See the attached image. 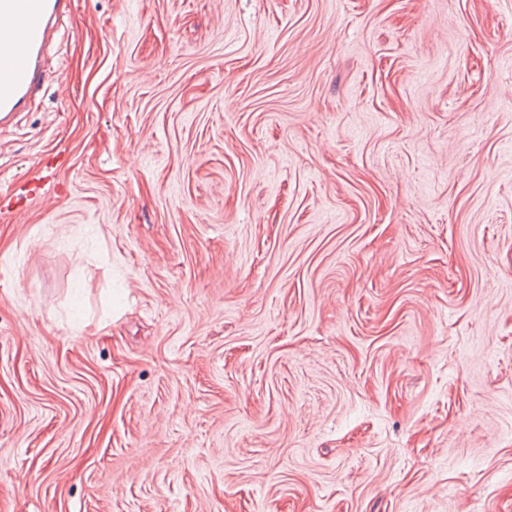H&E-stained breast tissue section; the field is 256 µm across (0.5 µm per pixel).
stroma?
Listing matches in <instances>:
<instances>
[{
  "instance_id": "1",
  "label": "stroma",
  "mask_w": 512,
  "mask_h": 512,
  "mask_svg": "<svg viewBox=\"0 0 512 512\" xmlns=\"http://www.w3.org/2000/svg\"><path fill=\"white\" fill-rule=\"evenodd\" d=\"M0 130V512H512V0H76Z\"/></svg>"
}]
</instances>
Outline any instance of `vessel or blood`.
<instances>
[{
    "instance_id": "b4317fda",
    "label": "vessel or blood",
    "mask_w": 512,
    "mask_h": 512,
    "mask_svg": "<svg viewBox=\"0 0 512 512\" xmlns=\"http://www.w3.org/2000/svg\"><path fill=\"white\" fill-rule=\"evenodd\" d=\"M74 0H0V125L38 97L49 78L45 51Z\"/></svg>"
}]
</instances>
